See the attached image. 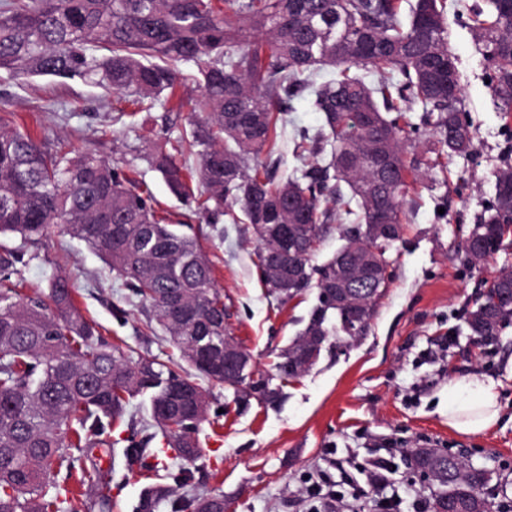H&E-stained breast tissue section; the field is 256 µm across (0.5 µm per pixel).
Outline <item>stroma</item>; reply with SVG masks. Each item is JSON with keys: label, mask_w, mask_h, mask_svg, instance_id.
Returning a JSON list of instances; mask_svg holds the SVG:
<instances>
[{"label": "stroma", "mask_w": 512, "mask_h": 512, "mask_svg": "<svg viewBox=\"0 0 512 512\" xmlns=\"http://www.w3.org/2000/svg\"><path fill=\"white\" fill-rule=\"evenodd\" d=\"M484 0H446L448 46L456 58L462 103L475 130L467 155L420 167L403 199L402 236L389 251L391 278L365 336L348 344L328 340L317 364L288 382L273 379L277 402L251 395L240 399L208 385L209 415L197 434L203 450L193 468L198 489L224 496V512H311L317 484L360 482V470L387 459L392 470L387 495L401 512L433 491L410 465L418 448H438L491 471L487 485L493 512L512 505V324L493 343L475 345L467 317L493 278L512 270V235L487 261L467 264L462 243L495 192L498 171L512 165V118L499 112L487 82L489 65L470 24ZM124 103L118 95L75 78L17 79L0 71V113L35 136L61 143L73 154L93 152L112 165L131 167L149 186L171 222L192 225L214 266V286L223 295L227 329L271 370L298 334L317 302L316 289L280 302L263 284L257 267V237L251 225L212 224L176 199L145 160L156 133L179 137L187 112L159 107L139 113L134 125L113 123ZM322 114L312 96L288 106V126L267 164L276 176L297 166L295 131H316ZM24 249L29 260L11 280L21 292L43 291L68 276L77 301L104 337L128 360L149 353L179 360L163 335L153 334L123 280L84 242L52 230L34 243L0 237V249ZM500 383V422L477 436L448 426V385L470 374ZM111 469L105 488L111 512H133L140 495L171 478L159 465L127 471L120 452L102 455Z\"/></svg>", "instance_id": "35a3bbf8"}]
</instances>
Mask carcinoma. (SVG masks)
<instances>
[{
  "instance_id": "cac0c4a2",
  "label": "carcinoma",
  "mask_w": 512,
  "mask_h": 512,
  "mask_svg": "<svg viewBox=\"0 0 512 512\" xmlns=\"http://www.w3.org/2000/svg\"><path fill=\"white\" fill-rule=\"evenodd\" d=\"M0 0V70L18 78L78 77L125 95L133 110L114 122L156 106L189 107V130L163 137L147 156L184 204L196 205L216 224H293L281 263L291 285L265 263L275 241L259 242L257 256L270 293L286 302L308 288L317 304L302 331L278 356L280 379L311 370L301 356L315 336L355 340L367 333L375 305L336 304L327 283L336 258L316 265L318 244L330 224L344 217V247L388 250L365 234L377 214L402 224L401 199L412 169L404 144L431 134L448 158L474 149L475 134L461 103L456 58L448 48L444 0ZM473 28L489 62V81L499 110L512 114V0H487ZM202 61L194 74L180 66ZM380 75L369 85L359 74ZM188 79L201 94L186 99ZM308 92L324 123L296 143L301 160L328 153L326 164L276 180L261 154L272 147L288 103ZM426 119L406 121L411 104ZM387 168L379 189L363 185L378 175L377 151ZM196 157L193 167L181 160ZM487 216L463 247L468 261L494 255L512 233V165L498 172ZM94 249L132 290L139 305L166 333L195 373L152 355L131 363L81 311L68 279L57 276L47 292L22 296L8 284L23 262L20 250L0 251V512H88L85 494L57 484L66 480L89 491L105 484L95 449L111 446L101 436L125 421L131 400L149 396L158 432L124 438L128 470L146 460L178 463L175 483L146 490L134 512H224V494L192 484V465L202 454L196 438L209 405L205 379L239 394L244 387L268 400L279 392L272 377L224 376V300L197 235L173 224L155 207L150 188L135 170L112 166L95 153L71 158L39 141L0 114V237L42 239L54 225ZM512 271L494 278L467 318L474 336L495 339L512 322ZM161 437L162 447L149 444ZM436 487L433 512H448L460 488L485 484L481 472L448 458L450 479L434 466L411 461Z\"/></svg>"
}]
</instances>
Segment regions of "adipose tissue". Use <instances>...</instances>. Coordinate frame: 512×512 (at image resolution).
Segmentation results:
<instances>
[{
	"instance_id": "ef3b65f1",
	"label": "adipose tissue",
	"mask_w": 512,
	"mask_h": 512,
	"mask_svg": "<svg viewBox=\"0 0 512 512\" xmlns=\"http://www.w3.org/2000/svg\"><path fill=\"white\" fill-rule=\"evenodd\" d=\"M501 413L498 384L491 377L471 374L448 386V425L477 435L495 426Z\"/></svg>"
}]
</instances>
